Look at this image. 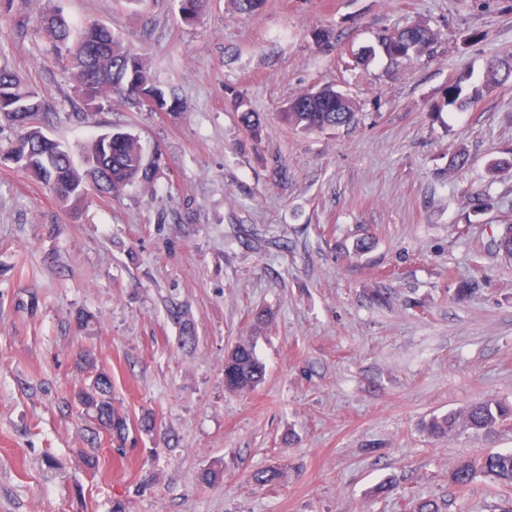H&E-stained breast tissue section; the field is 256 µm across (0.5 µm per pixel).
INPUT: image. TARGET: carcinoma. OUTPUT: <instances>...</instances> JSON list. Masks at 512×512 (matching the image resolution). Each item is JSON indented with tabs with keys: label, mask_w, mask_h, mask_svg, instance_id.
<instances>
[{
	"label": "carcinoma",
	"mask_w": 512,
	"mask_h": 512,
	"mask_svg": "<svg viewBox=\"0 0 512 512\" xmlns=\"http://www.w3.org/2000/svg\"><path fill=\"white\" fill-rule=\"evenodd\" d=\"M42 32L58 49L71 53L74 65L72 78L85 104L114 98L141 102L143 94L155 99L158 108L168 107L166 94L154 81L142 56L124 48L112 31L102 24L84 28L75 47L69 46L70 28L57 13L47 14ZM437 33L424 23H413L384 33L381 47L390 63L407 68L411 62L430 52ZM512 77V52L491 58L487 63V84L493 86ZM473 103L470 95H462V87L453 84L443 90L437 110L451 107L464 111ZM241 122L251 131H259L257 114L243 98L235 100ZM45 110L44 101L32 85L14 72L0 68V116L18 123L20 137L11 154L28 158L32 163L24 170L42 183L67 209L78 210L87 195L86 177L93 178L97 190L110 197L126 186L149 182L153 168L146 162L139 140L123 129H112V149L94 138L82 147L83 158L94 157L100 168L80 172L70 151L56 144L58 150L50 156V164L41 160L46 146L37 119ZM15 112L30 113V122H17ZM354 103L346 94L325 84L317 90H307L289 100L280 112L288 125L305 133L329 128L348 127L355 121ZM492 248L504 259L512 260V225L493 237ZM83 370L88 381L78 388L73 403L90 417L110 441L123 444L129 435L127 416L112 404V382L98 371L91 355H85ZM266 373L265 364L257 357L253 346L240 343L224 356V387L232 392L256 387ZM512 418V407L488 398L469 404L459 411L434 416L424 424L427 433L436 438L449 436L456 430L492 429ZM487 477L506 489H512V452H492L457 464L448 472V481L459 490L467 489L479 477ZM281 472L275 467L261 468L250 475V483L264 487L277 483Z\"/></svg>",
	"instance_id": "obj_1"
}]
</instances>
